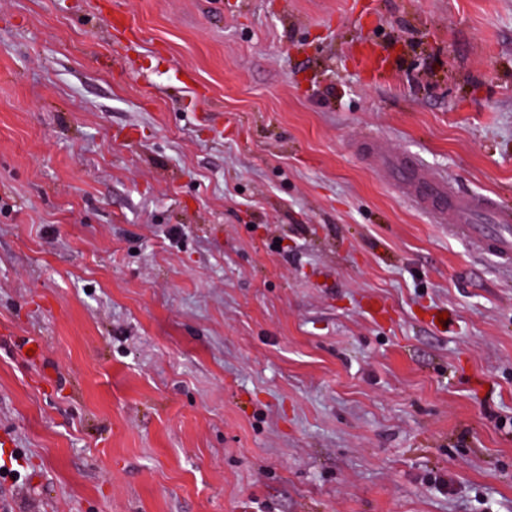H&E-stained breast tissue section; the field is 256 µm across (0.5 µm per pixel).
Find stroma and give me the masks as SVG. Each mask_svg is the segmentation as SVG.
Returning a JSON list of instances; mask_svg holds the SVG:
<instances>
[{"mask_svg":"<svg viewBox=\"0 0 512 512\" xmlns=\"http://www.w3.org/2000/svg\"><path fill=\"white\" fill-rule=\"evenodd\" d=\"M371 140L512 210V0H0L10 512H512V267Z\"/></svg>","mask_w":512,"mask_h":512,"instance_id":"obj_1","label":"stroma"}]
</instances>
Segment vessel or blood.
Wrapping results in <instances>:
<instances>
[{
	"label": "vessel or blood",
	"mask_w": 512,
	"mask_h": 512,
	"mask_svg": "<svg viewBox=\"0 0 512 512\" xmlns=\"http://www.w3.org/2000/svg\"><path fill=\"white\" fill-rule=\"evenodd\" d=\"M372 154L376 163L385 167L390 182L405 189L420 208L450 220L455 235L480 240L502 264L512 265L511 212L496 208L493 198L487 195H451L447 184L428 175L415 159L385 154L377 146Z\"/></svg>",
	"instance_id": "1"
}]
</instances>
